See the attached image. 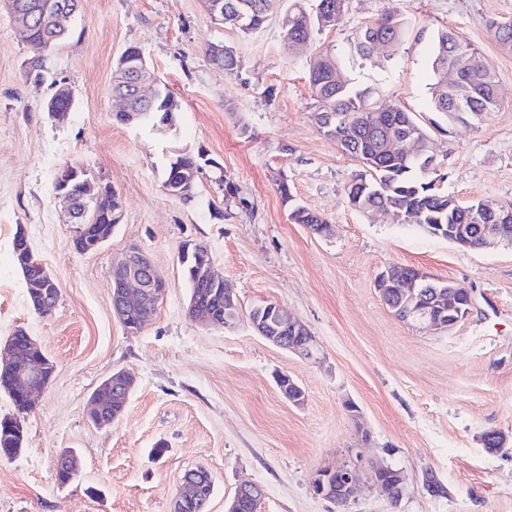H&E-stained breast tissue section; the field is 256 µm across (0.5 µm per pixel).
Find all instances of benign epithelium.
Instances as JSON below:
<instances>
[{
    "instance_id": "1",
    "label": "benign epithelium",
    "mask_w": 512,
    "mask_h": 512,
    "mask_svg": "<svg viewBox=\"0 0 512 512\" xmlns=\"http://www.w3.org/2000/svg\"><path fill=\"white\" fill-rule=\"evenodd\" d=\"M75 9L63 4L48 2L43 4V17L59 25L69 20ZM122 66L125 83L112 89V97L120 103H125L127 90L133 89L144 99H152L153 95L145 94V85L149 80L145 77L144 60L140 52L129 50L122 54ZM95 197H83L73 202L71 209L75 220L76 230L73 244L87 246V250H97L104 245L108 238L99 233V225L85 224L82 219L87 215ZM480 246L487 247L506 240L505 231L512 228L509 224H479ZM472 225H448V240L464 245L470 239ZM15 252L22 264L28 290L39 309L55 303L59 295V287L47 268L34 256L25 230H20L15 242ZM193 253L200 262L201 282L207 287H224V320L218 321L204 311L202 321L215 326H226L238 319V299L233 289L225 280L214 273L213 261L210 259L208 248L201 244H188L181 249V254ZM375 286L381 294H392L400 300L403 306L404 320L412 322L423 329L449 330L463 318L462 308L458 305L460 285L452 281H441L430 278L421 272L408 273L395 266H389L381 271ZM165 292V284L157 277L148 255L138 246L125 250L112 270V313L130 333L140 332L154 317L157 307ZM273 311L278 320V328L270 329L269 333L261 334L268 342L299 354L305 358L313 357L315 339L310 331L288 315V311L275 304ZM9 357L3 363V375L8 386L26 401H32L34 394L43 390L49 384L54 365L35 345L23 329L15 331V336L9 345ZM279 380L288 381L289 387H280L281 393L288 401L299 405L305 400V391L286 374ZM103 385L113 390L115 394L129 399L135 387L133 373L121 370L112 374ZM91 415L89 421L99 429L112 427L116 417L112 416L111 406L102 402L95 394L90 397ZM379 475L376 483L382 489L398 498L403 492V478L398 472H391L386 467L375 471ZM358 479L357 470L348 466H339L334 470L321 471L313 481L314 492L328 498L336 504L344 506L353 496L355 483ZM214 485L210 472L204 468L192 470L183 480L184 491L178 494L172 503L171 512H187L193 497L191 491L198 485ZM249 495L261 499L262 487L254 483L240 485L230 501L226 512H242V498Z\"/></svg>"
}]
</instances>
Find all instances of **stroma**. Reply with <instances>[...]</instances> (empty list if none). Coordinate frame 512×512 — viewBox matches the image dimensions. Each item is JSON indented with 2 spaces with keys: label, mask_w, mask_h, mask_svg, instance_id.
<instances>
[{
  "label": "stroma",
  "mask_w": 512,
  "mask_h": 512,
  "mask_svg": "<svg viewBox=\"0 0 512 512\" xmlns=\"http://www.w3.org/2000/svg\"><path fill=\"white\" fill-rule=\"evenodd\" d=\"M346 3L336 26L297 49L276 17L244 35L212 22L204 0H80L68 39L43 53L40 84L25 76L34 49L0 8V344L25 328L55 365L25 418L22 451L0 458V512H170L184 474L198 467L214 480L207 512H225L246 481L264 490L259 512H512V244L464 250L389 214L352 209L345 188L358 164L319 132L307 80L310 57L333 49L355 84L428 129L443 191L510 202L512 53L485 22L512 20V0ZM394 8L413 32L394 58L374 66L352 54V34ZM446 27L481 49L498 78V110L468 124L429 106L432 37ZM212 43L234 48L233 74L210 64ZM130 46L180 101L172 130L116 121L112 78ZM59 85L74 99L61 120L47 110ZM176 151L211 160L188 202L163 189ZM66 164L125 202L122 224L92 253L75 251L73 220L55 195ZM294 203L323 216L329 233L292 223ZM20 228L58 283L52 314L32 309L14 266ZM186 242L205 245L235 288L234 325L188 316L178 263ZM132 243L166 286L136 334L112 314V264ZM389 265L460 283L472 298L468 316L441 332L401 321L375 288ZM264 303L310 330L316 358L254 331L248 314ZM122 369L137 377L126 409L112 428H96L89 399ZM282 374L304 389V404L282 395ZM494 430L504 444L486 448ZM66 450L80 469L61 485L55 464ZM355 463L360 486L347 506L314 493L320 470ZM377 465L402 473L400 499L376 485ZM429 473L442 493L426 490Z\"/></svg>",
  "instance_id": "1"
}]
</instances>
